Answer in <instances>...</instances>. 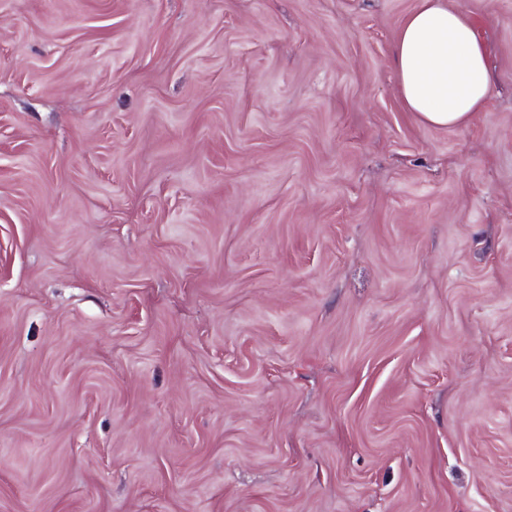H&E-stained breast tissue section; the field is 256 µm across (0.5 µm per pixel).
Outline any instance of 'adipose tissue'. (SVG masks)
I'll list each match as a JSON object with an SVG mask.
<instances>
[{
	"instance_id": "obj_1",
	"label": "adipose tissue",
	"mask_w": 512,
	"mask_h": 512,
	"mask_svg": "<svg viewBox=\"0 0 512 512\" xmlns=\"http://www.w3.org/2000/svg\"><path fill=\"white\" fill-rule=\"evenodd\" d=\"M399 96L431 126L466 124L490 94L486 53L468 17L443 0H420L393 48Z\"/></svg>"
}]
</instances>
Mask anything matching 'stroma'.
Here are the masks:
<instances>
[{
    "label": "stroma",
    "instance_id": "stroma-1",
    "mask_svg": "<svg viewBox=\"0 0 512 512\" xmlns=\"http://www.w3.org/2000/svg\"><path fill=\"white\" fill-rule=\"evenodd\" d=\"M423 124L419 0H0V512H512V0ZM443 0H420L393 48L399 96L431 126L466 124L484 109L491 75L483 43L468 19Z\"/></svg>",
    "mask_w": 512,
    "mask_h": 512
}]
</instances>
